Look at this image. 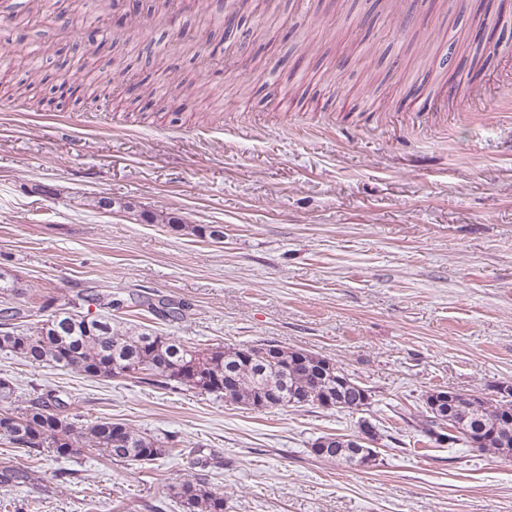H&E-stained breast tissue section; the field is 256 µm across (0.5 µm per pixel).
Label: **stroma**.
Returning a JSON list of instances; mask_svg holds the SVG:
<instances>
[{
  "label": "stroma",
  "instance_id": "obj_1",
  "mask_svg": "<svg viewBox=\"0 0 512 512\" xmlns=\"http://www.w3.org/2000/svg\"><path fill=\"white\" fill-rule=\"evenodd\" d=\"M85 2L102 43L96 74L109 83L94 103L51 100L79 60L56 23L71 0L0 27V269L22 304L35 311L53 296L83 313L85 295L109 293L123 302L114 318L131 326L332 359L372 400L360 415L258 411L0 351L19 402L38 385L84 420L181 441L140 466L32 457L0 440V461L31 473L0 486V512H182L171 487L185 479L223 490L225 512H512V462L438 446L417 417L429 391L493 398L512 386V20L482 72L468 59L498 0H470L456 19L441 0H248L245 49L224 37L234 0H211L206 41L193 0H171L169 25L126 15L118 36L122 0L109 14ZM421 19L426 62L405 47ZM183 42L199 43L198 55L175 52ZM31 47L47 58L45 81L25 100L10 94V59ZM119 57L122 86L110 81ZM445 60L453 82L422 89L426 66ZM375 72L385 80L370 95ZM186 79L195 93L168 97L161 112L131 90ZM100 195L180 225L97 210ZM197 224L223 225V242L193 235ZM158 300L182 305L183 319L151 312ZM362 417L380 435L377 467L310 453Z\"/></svg>",
  "mask_w": 512,
  "mask_h": 512
}]
</instances>
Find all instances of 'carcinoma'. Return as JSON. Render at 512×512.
<instances>
[{
	"label": "carcinoma",
	"instance_id": "cac0c4a2",
	"mask_svg": "<svg viewBox=\"0 0 512 512\" xmlns=\"http://www.w3.org/2000/svg\"><path fill=\"white\" fill-rule=\"evenodd\" d=\"M98 52L84 47L81 64L68 79L82 87L84 95L100 97L101 84L91 77L97 69ZM40 51L30 49L13 57L14 67L23 74L17 86L30 88L31 78L41 72ZM137 97L153 105L166 101L159 87L143 82L135 86ZM22 288L5 270L0 271V351L37 365L68 369L87 377H129L154 385L176 384L194 389L229 405L252 409L317 407L330 410L362 411L370 405L371 393L330 359L318 364L296 363L301 350L283 347L271 358L259 356L246 362L241 346L189 344L170 336H159L138 327H128L112 319V300L93 294L90 300L100 312L89 317L74 310L70 303L59 305L46 319L33 327L20 328L16 320L31 317L30 310L17 305ZM429 392L422 432L438 444V435L448 434V445H469L477 437L475 451L512 461V388L500 398L454 393L448 403L433 407ZM12 381L0 378V439L21 445L33 456L47 451L57 457H73L85 452L119 462L149 464L172 452L173 441L158 438L127 424L96 420L83 422L63 414L64 404L53 406L33 389L29 404L15 409ZM339 447L323 454L312 443L315 456L345 467H373L377 461L352 458L346 434L337 435ZM30 473L8 462L0 464V484L26 482ZM183 512H224V493L200 481H185L172 488Z\"/></svg>",
	"mask_w": 512,
	"mask_h": 512
}]
</instances>
